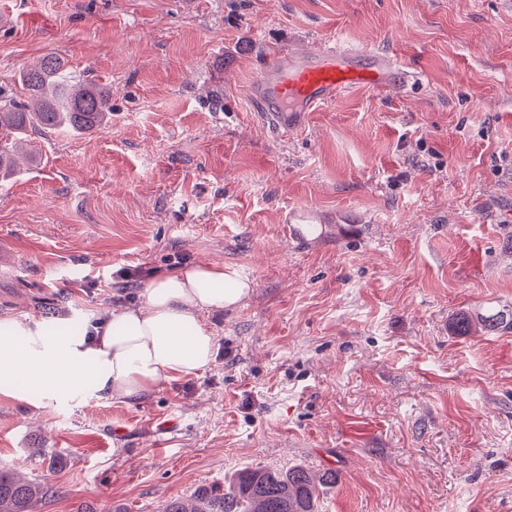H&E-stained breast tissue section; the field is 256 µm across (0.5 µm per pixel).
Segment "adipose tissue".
<instances>
[{
	"label": "adipose tissue",
	"mask_w": 512,
	"mask_h": 512,
	"mask_svg": "<svg viewBox=\"0 0 512 512\" xmlns=\"http://www.w3.org/2000/svg\"><path fill=\"white\" fill-rule=\"evenodd\" d=\"M248 281L201 260L148 283L141 305L112 313L94 336H47L38 320L0 317V396L31 408L127 402L210 366L211 314L242 305Z\"/></svg>",
	"instance_id": "obj_1"
}]
</instances>
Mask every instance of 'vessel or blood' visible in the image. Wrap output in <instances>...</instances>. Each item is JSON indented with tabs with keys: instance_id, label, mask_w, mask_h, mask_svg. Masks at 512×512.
<instances>
[{
	"instance_id": "vessel-or-blood-1",
	"label": "vessel or blood",
	"mask_w": 512,
	"mask_h": 512,
	"mask_svg": "<svg viewBox=\"0 0 512 512\" xmlns=\"http://www.w3.org/2000/svg\"><path fill=\"white\" fill-rule=\"evenodd\" d=\"M409 73L400 59L380 56L342 41L299 53L265 57L254 74L248 98L263 123L279 138L302 128L307 113L356 88L403 89Z\"/></svg>"
}]
</instances>
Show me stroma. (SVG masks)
<instances>
[{"label":"stroma","mask_w":512,"mask_h":512,"mask_svg":"<svg viewBox=\"0 0 512 512\" xmlns=\"http://www.w3.org/2000/svg\"><path fill=\"white\" fill-rule=\"evenodd\" d=\"M345 40L409 60L278 140L260 55ZM109 126L30 134L0 177V317L89 332L202 259L252 292L213 363L141 402L0 396V468L34 512H161L255 467L332 469L321 512H512V0H0V90L45 55ZM342 216L290 238L286 209ZM139 272L136 286L112 280ZM476 323L481 325L486 332L501 329L512 330V313L493 309L477 313L463 312L454 318L452 329L457 336H469Z\"/></svg>","instance_id":"obj_1"}]
</instances>
